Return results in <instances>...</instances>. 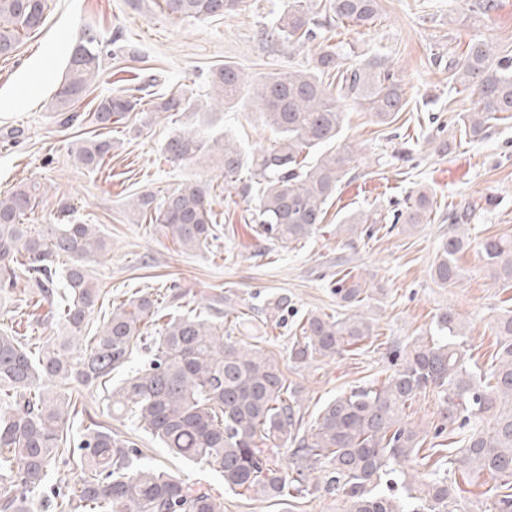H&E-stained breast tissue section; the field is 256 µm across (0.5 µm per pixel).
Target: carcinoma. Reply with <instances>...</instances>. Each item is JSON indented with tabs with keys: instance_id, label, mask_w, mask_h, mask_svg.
Returning a JSON list of instances; mask_svg holds the SVG:
<instances>
[{
	"instance_id": "carcinoma-1",
	"label": "carcinoma",
	"mask_w": 512,
	"mask_h": 512,
	"mask_svg": "<svg viewBox=\"0 0 512 512\" xmlns=\"http://www.w3.org/2000/svg\"><path fill=\"white\" fill-rule=\"evenodd\" d=\"M174 18H208L238 9L242 0H164ZM498 0H473V18L490 16ZM47 0H0V57L12 54L20 37L40 27ZM339 23L366 26L379 16L378 0H287V8L267 27L266 37L317 49L306 70L273 72L254 82L232 64L211 71L208 85L216 109L248 103L277 136L258 153L201 132L180 129L163 147L170 163L214 154L229 186L250 197L257 180L252 222L256 233L286 247L321 230L336 189L355 169L356 154L339 142L351 100L378 124L399 119L407 104L400 80L380 60L346 69L338 91L324 77L339 67L338 55L319 42L320 14ZM122 34L105 38L92 23L74 47L65 78L52 97L64 112V125L79 121L72 106L101 75L105 59L123 52ZM502 56L483 40L465 56L448 60V78L463 86L470 108L458 113L464 136L479 140L498 121L512 118V50ZM151 81L134 83L103 97L90 124L100 133L77 140L75 163L96 170L112 155L107 132L134 119L144 128L153 113L199 111L196 98L174 92L157 97ZM41 202L39 188L26 184L0 193V293H14L28 281L48 304L42 322H59L64 336L38 343L11 327H0V512H38L37 493L59 464L80 469L70 493L56 503L61 512H224L213 489L189 484L139 462L134 444L112 435L99 422L71 441L65 429L75 412L72 383L93 385L146 346L151 358L107 395L111 417L128 416L163 448L202 463L237 495L282 501L310 495L325 485L336 489L346 512H451L459 495L436 468L419 478L407 465L421 451L419 426L407 421L416 397L429 390L441 404L439 438L453 425L473 426L455 455L439 459L473 478L501 479L489 512H512V310L495 322L496 363L484 371L470 364L460 338L463 318L452 306L439 310L429 329L396 348L392 374L380 386L355 387L326 402L306 425L303 388L288 381L279 358L253 343L235 340L237 325L226 326L220 311L174 315L159 321L160 294L138 292L112 309L97 335L79 344L82 329L101 299L86 262L103 255L107 244L93 224H33ZM135 221H149L157 233L182 251L206 248L219 239L209 187L186 183L156 194L145 191L131 204ZM433 201L424 193L406 200L394 215L400 230L429 223ZM469 208L451 214L448 236L432 266L433 281L446 288L462 276L458 255L471 244ZM379 218L360 212L344 217L351 235ZM481 250L493 286L512 288V236L484 238ZM383 288L367 287L359 275L336 279V302L356 312H310L291 338L288 360L310 367L375 337L370 318L357 311ZM285 448L288 462L275 451ZM397 489L378 490L384 477Z\"/></svg>"
}]
</instances>
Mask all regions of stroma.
Masks as SVG:
<instances>
[{
  "label": "stroma",
  "mask_w": 512,
  "mask_h": 512,
  "mask_svg": "<svg viewBox=\"0 0 512 512\" xmlns=\"http://www.w3.org/2000/svg\"><path fill=\"white\" fill-rule=\"evenodd\" d=\"M163 5V0H49L40 28L26 35L11 56L0 57V193L39 183L48 189L37 209L39 223H52L60 204L67 203L71 223L97 225L108 243L107 252L89 264L103 295L85 335L100 330L104 315L133 293L173 284L180 297L163 306L166 315L186 312L192 303L206 311L218 297L232 306L256 307L252 333L265 337L266 350L283 361L288 379L305 387L311 419L336 393L381 384L392 372L391 347L406 345L447 306L465 323L468 357L488 368L496 350L492 328L504 306L512 304V288L491 287L478 244L490 235L512 234V119L494 125L482 141H461L445 156L434 153L429 140L439 122L469 107L448 81L449 57L460 56L476 39L512 46V0H500L499 9L480 21L469 19L465 0H380L382 15L374 24L353 28L334 22L322 29L323 43L335 49L343 66L384 59L400 79L407 105L400 120L388 126L376 124L357 104L346 106L343 141L357 152V166L329 203L320 232L286 248L253 233L249 203L225 186L215 161L176 165L163 157L161 148L175 128L197 126L203 113L185 112L175 121L159 113L139 132H113L117 146L100 170L75 165L70 145L92 127L61 126L49 103L89 21H97L107 37L121 30L130 52L106 63L100 82L76 103L80 112L93 111L101 97L150 74L161 80V93L183 90L201 98L210 71L227 62L252 79L314 64L313 48L273 45L262 38L286 0H243L238 12L205 20L172 18ZM213 119L247 151L275 143L258 113L238 107L214 113ZM197 181L211 185L220 228L218 241L206 249L175 251L150 224L133 223L124 212L134 194ZM423 189L434 201L435 221L410 233L377 224L371 234L352 241L337 234L344 216L373 209L393 216L407 197ZM464 206L473 210V244L460 257L462 277L443 288L432 280L430 267L448 230L449 213ZM340 256L348 258L349 271L366 276L370 287L385 290L363 306L377 337L319 362L316 369L293 367L287 362L288 346L299 321L312 311L338 309L331 284ZM278 293L288 294L291 306L276 320L264 308ZM38 299L33 288L20 283L0 299V327L15 324L28 336L59 334L60 325L37 322ZM79 394L72 435L94 421L110 426L113 435L135 443L143 461L222 495L224 512L345 510L340 495L322 489L280 502L227 492L205 465L168 454L134 421L109 417L103 408L105 387H83Z\"/></svg>",
  "instance_id": "35a3bbf8"
}]
</instances>
